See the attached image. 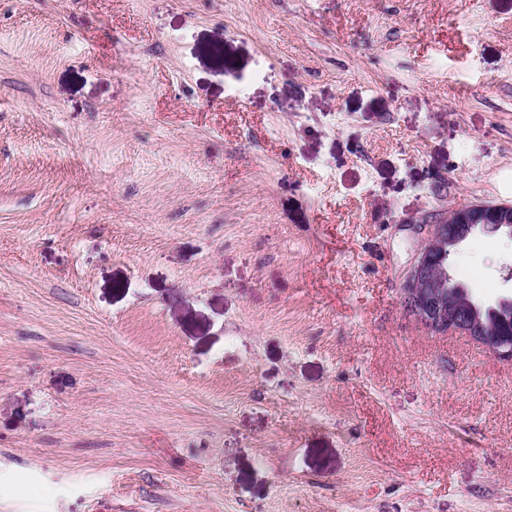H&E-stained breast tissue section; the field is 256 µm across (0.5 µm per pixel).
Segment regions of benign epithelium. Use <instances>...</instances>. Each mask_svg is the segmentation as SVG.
Listing matches in <instances>:
<instances>
[{"label":"benign epithelium","instance_id":"7a95c632","mask_svg":"<svg viewBox=\"0 0 512 512\" xmlns=\"http://www.w3.org/2000/svg\"><path fill=\"white\" fill-rule=\"evenodd\" d=\"M411 229L419 246L399 288L404 315L431 334L465 336L511 363L512 336L483 319L481 309L511 302L512 291L477 300L452 279L445 260L451 249L478 232H502L512 238V204L479 202L436 210Z\"/></svg>","mask_w":512,"mask_h":512}]
</instances>
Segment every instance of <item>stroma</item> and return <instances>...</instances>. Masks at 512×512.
Wrapping results in <instances>:
<instances>
[{
    "instance_id": "obj_1",
    "label": "stroma",
    "mask_w": 512,
    "mask_h": 512,
    "mask_svg": "<svg viewBox=\"0 0 512 512\" xmlns=\"http://www.w3.org/2000/svg\"><path fill=\"white\" fill-rule=\"evenodd\" d=\"M480 201L512 0H0V512H512V362L399 302Z\"/></svg>"
}]
</instances>
